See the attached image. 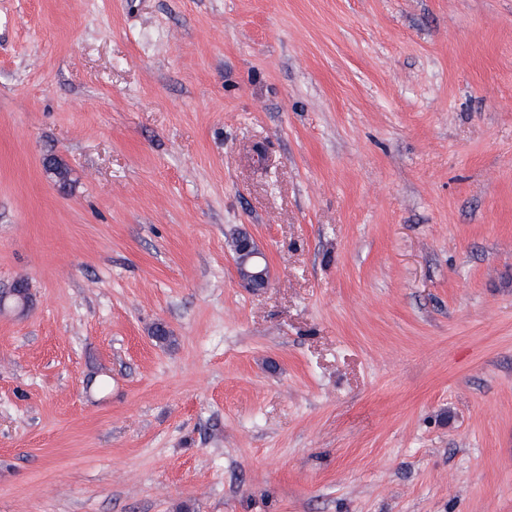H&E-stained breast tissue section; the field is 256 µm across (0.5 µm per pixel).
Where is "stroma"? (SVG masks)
<instances>
[{"instance_id": "1", "label": "stroma", "mask_w": 512, "mask_h": 512, "mask_svg": "<svg viewBox=\"0 0 512 512\" xmlns=\"http://www.w3.org/2000/svg\"><path fill=\"white\" fill-rule=\"evenodd\" d=\"M20 279L0 512H512V0H0ZM233 260L244 288H267L271 270L264 248L249 235H242L233 247Z\"/></svg>"}]
</instances>
